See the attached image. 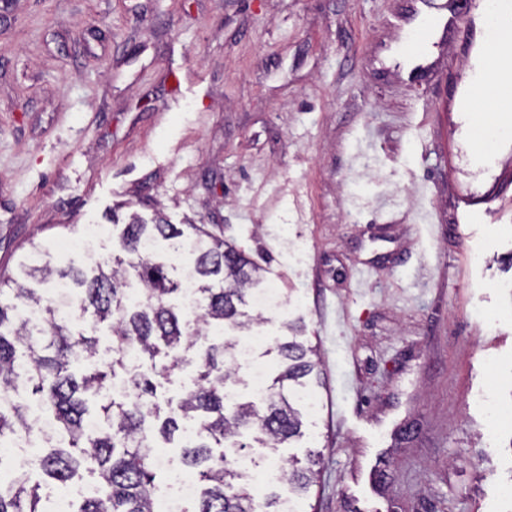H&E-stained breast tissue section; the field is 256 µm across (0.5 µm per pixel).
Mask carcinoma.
<instances>
[{"instance_id":"cac0c4a2","label":"carcinoma","mask_w":512,"mask_h":512,"mask_svg":"<svg viewBox=\"0 0 512 512\" xmlns=\"http://www.w3.org/2000/svg\"><path fill=\"white\" fill-rule=\"evenodd\" d=\"M158 238L170 242L175 253L188 249L200 316L194 318L175 305L177 283L168 277L164 264L144 251L145 243ZM120 246L130 256L127 266L104 261L91 277L72 264L58 269L40 262L36 245L18 261L16 275L0 276V438L33 432L27 408L13 403L19 390H28L52 415L55 437L50 447L37 452L32 465L62 484L81 468L98 474L101 494L85 500L78 512H155L154 449L171 443L193 420L198 435L182 445V462L198 474L194 512H285L277 492L266 494L263 504H257L252 479L231 458L244 447L239 439L248 435L270 457L303 437L297 403L309 381L319 378L317 349L293 335L286 338L276 346L278 371L263 404H225L224 385L233 376L228 363L236 352L237 333L261 320L243 310L257 292L260 266L206 229L195 226L187 234L159 214L151 224L131 216ZM54 275L69 277L77 285L70 304L89 316L78 331L55 301L28 285ZM134 288L139 301L131 306ZM28 306L39 312L40 326L23 316ZM104 323L112 331V360L98 366L94 364L98 332ZM201 324L220 328L224 337L199 356L193 386L163 414L157 391L180 367L181 350L196 344ZM131 347L140 351L149 372L131 374L126 379L129 394L100 405L107 428L91 432L84 395L98 393L117 370L126 369ZM81 359L90 367L78 377L70 368ZM321 460V452L310 450L305 461L294 460L286 474L293 512H303L301 503L316 484ZM39 503L37 487L28 478L0 487V512H43Z\"/></svg>"}]
</instances>
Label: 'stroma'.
I'll return each instance as SVG.
<instances>
[{"mask_svg": "<svg viewBox=\"0 0 512 512\" xmlns=\"http://www.w3.org/2000/svg\"><path fill=\"white\" fill-rule=\"evenodd\" d=\"M0 0V275L130 213L244 250L320 349L306 512H512V111L462 112L476 0ZM92 255L64 251L90 225Z\"/></svg>", "mask_w": 512, "mask_h": 512, "instance_id": "35a3bbf8", "label": "stroma"}]
</instances>
